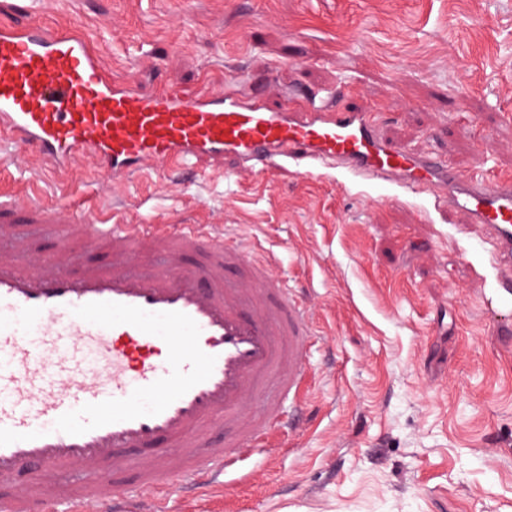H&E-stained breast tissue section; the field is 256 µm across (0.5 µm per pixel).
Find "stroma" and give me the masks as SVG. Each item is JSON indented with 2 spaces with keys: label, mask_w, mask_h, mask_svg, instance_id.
Returning <instances> with one entry per match:
<instances>
[{
  "label": "stroma",
  "mask_w": 512,
  "mask_h": 512,
  "mask_svg": "<svg viewBox=\"0 0 512 512\" xmlns=\"http://www.w3.org/2000/svg\"><path fill=\"white\" fill-rule=\"evenodd\" d=\"M81 26L119 78L222 92L259 73L335 89L386 135L467 173L512 176V0H14ZM210 171L114 181L93 160L66 175L15 148L0 194L90 214L112 196L138 224H232L317 330L303 355L305 421L248 478L170 512H512V309L463 215L427 195L326 171Z\"/></svg>",
  "instance_id": "obj_1"
}]
</instances>
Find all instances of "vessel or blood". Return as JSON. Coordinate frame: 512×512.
<instances>
[{"label":"vessel or blood","mask_w":512,"mask_h":512,"mask_svg":"<svg viewBox=\"0 0 512 512\" xmlns=\"http://www.w3.org/2000/svg\"><path fill=\"white\" fill-rule=\"evenodd\" d=\"M0 0V130L68 173L82 159L129 180L231 156L267 174L339 166L430 194L493 241L496 307L512 299V179L487 182L386 137L374 113L322 93L270 109L252 79L223 94L146 92L117 79L80 28L9 20ZM59 246L37 264L20 225ZM215 224L128 223L122 207L60 219L0 198V512H168L269 454L279 401H301L308 309ZM85 245L69 271L70 242ZM264 412H256V404ZM135 474L127 499L104 486ZM69 481L56 501L45 487Z\"/></svg>","instance_id":"obj_1"}]
</instances>
